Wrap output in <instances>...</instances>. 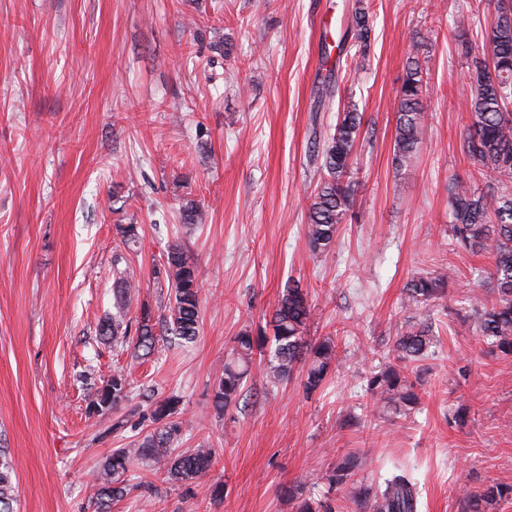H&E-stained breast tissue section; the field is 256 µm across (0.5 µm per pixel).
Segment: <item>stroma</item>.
Listing matches in <instances>:
<instances>
[{"label":"stroma","instance_id":"35a3bbf8","mask_svg":"<svg viewBox=\"0 0 512 512\" xmlns=\"http://www.w3.org/2000/svg\"><path fill=\"white\" fill-rule=\"evenodd\" d=\"M354 0H0V446L17 477L16 512H93L92 477L111 449L152 428L129 403L85 413L87 368L129 373L136 388L178 393L181 449L213 448L191 494L150 475L112 512H295L281 488L304 480L335 512H358L326 474L349 456L355 481L401 467L420 512H462L460 492L512 485V356L489 352L469 296L490 291L492 260L458 247L448 185L486 177L461 150L467 78L486 52L487 0H368L374 41L361 72L347 16ZM418 53L428 136L393 165L396 97ZM357 106L356 222L329 257L303 234L325 139ZM194 201L197 226L180 208ZM118 224L139 227L126 254L142 276L132 309L169 304L153 275L169 246L197 258L202 324L188 350L140 363L97 329L112 308ZM447 270L441 298L408 307L415 276ZM307 288V335L338 359L316 392L300 376H251L240 408L216 418L212 386L242 329L264 326L287 280ZM431 321L433 356L414 374L409 415L372 418L369 379L396 336ZM128 415L123 432L113 419ZM224 485L223 503L211 487Z\"/></svg>","mask_w":512,"mask_h":512}]
</instances>
